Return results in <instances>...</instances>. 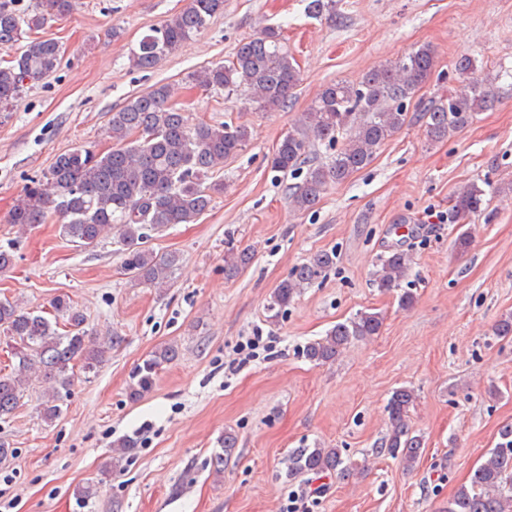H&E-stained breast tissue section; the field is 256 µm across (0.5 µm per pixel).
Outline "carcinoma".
Segmentation results:
<instances>
[{
  "mask_svg": "<svg viewBox=\"0 0 512 512\" xmlns=\"http://www.w3.org/2000/svg\"><path fill=\"white\" fill-rule=\"evenodd\" d=\"M223 9L224 0H189L163 25L141 35L129 58L131 66L141 71L154 68ZM308 9L314 15H328L332 22L337 19L335 0H311ZM72 10L73 0H44L41 9L20 15L8 0H0V50L8 53L18 47L15 55L0 58V112L13 111L24 84L53 74L64 55L63 46L53 39L30 36L20 47L17 42ZM435 66V51L421 45L394 62L370 68L357 84L336 80L323 87L270 157L273 172L286 175L306 169L302 183L291 194L296 211L313 209L328 185L371 163L377 150L405 125V101L430 78ZM455 71L460 75L457 89L440 103L420 109L427 136L434 142L470 126L478 113L495 102L497 77L478 72L469 57L459 58ZM189 81L229 93L243 88L261 109L275 111L291 102L299 71L280 28L263 25L238 43L229 63L196 70ZM177 94L174 85L157 84L112 112L108 124L112 148L103 153L75 149L58 155L48 172L18 197L8 223L25 232L56 217L62 236L86 251L114 239L121 246L125 274L142 284L164 287L180 257L156 252L150 245L151 234L174 224L193 223L207 211L214 195L224 192L222 181L207 182L209 174L238 154L249 138L246 126L227 121L187 127L176 107ZM338 141L342 145L330 163L310 162L314 144ZM490 193L511 194L512 184L506 188L487 181L470 184L453 200L451 219L464 222L480 212ZM252 258L248 249L224 254V274L236 277ZM337 260V252L321 251L295 266L275 288L271 308L286 309L303 289L336 267ZM413 264L411 251L393 249L373 275V286L398 293L403 309L415 301L407 287ZM53 308L69 325L64 334L57 333L44 316L25 312L9 300L0 301V333L10 339L16 359L12 372L0 375V420L16 410L32 376L49 384L50 400L42 406L44 419L57 418L62 412L57 405L61 391L71 384L70 365L79 361L84 371L91 372L103 361L104 349L88 339L84 315L60 297ZM383 322L381 313L361 310L325 336L309 341L303 354L316 364L333 362L353 341L379 335ZM178 354V346L172 343L156 347L133 374L130 398L149 391L157 371ZM414 400L412 388L400 387L386 405L388 434L383 451L409 468L423 448L421 436L409 423ZM290 463L287 473L291 475L336 472L348 476L354 471L337 448H300ZM445 512H512V426L500 430L494 448L475 469L470 483L448 501Z\"/></svg>",
  "mask_w": 512,
  "mask_h": 512,
  "instance_id": "cac0c4a2",
  "label": "carcinoma"
}]
</instances>
